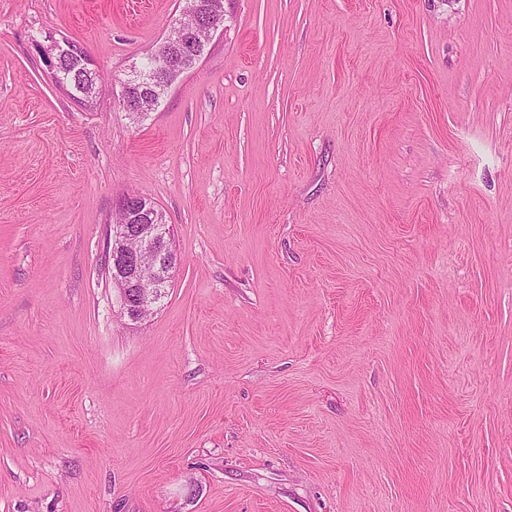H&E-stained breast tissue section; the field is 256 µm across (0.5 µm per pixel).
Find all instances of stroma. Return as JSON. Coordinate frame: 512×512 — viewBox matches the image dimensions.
I'll return each instance as SVG.
<instances>
[{
  "mask_svg": "<svg viewBox=\"0 0 512 512\" xmlns=\"http://www.w3.org/2000/svg\"><path fill=\"white\" fill-rule=\"evenodd\" d=\"M182 7L0 0V512H512V0H224L133 120ZM130 192L178 255L138 322ZM211 1V2H210ZM195 0L198 4L187 11L196 18V26H188L180 18L170 26L169 31L161 39L157 49L153 51L154 62L150 70L144 71L134 66L122 83V107L135 118L140 114L139 103L142 93L156 96L157 90L168 89L170 83L165 82L168 72L173 69L172 60L179 55L195 52L206 46L218 32H224V0ZM210 4L207 7L199 5ZM200 30L205 35L200 38ZM63 70L68 75L66 85L70 94L64 91L66 95L72 101H75V98H79V100H76V102L80 101L85 106L91 105L89 108L93 107L96 104L95 99L98 92L95 93V95L86 96L82 93V91L90 87L98 88L99 83H101L103 80V75L99 74L98 72L89 75L84 74L80 68L77 56L71 58L68 62H64ZM115 207L123 215L121 224H111L108 244L106 248L107 269L119 288L121 313L132 321L144 318L156 307L157 300L164 296L165 281L156 288V299L153 280L145 275L149 269L151 276L155 277V284L160 274V258L164 256L172 242V228L170 224L145 221V198L141 196L126 195L120 199ZM121 214L116 212L115 220ZM139 223V224H136ZM131 240L137 246H130Z\"/></svg>",
  "mask_w": 512,
  "mask_h": 512,
  "instance_id": "obj_1",
  "label": "stroma"
}]
</instances>
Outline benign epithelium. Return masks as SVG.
I'll return each mask as SVG.
<instances>
[{"mask_svg": "<svg viewBox=\"0 0 512 512\" xmlns=\"http://www.w3.org/2000/svg\"><path fill=\"white\" fill-rule=\"evenodd\" d=\"M190 12L196 18V25L191 27L182 19H176L153 51L154 62L150 70L135 67L122 83V107L133 117L140 116L141 94L154 96L157 91L169 88L165 78L173 69L175 57L195 53L224 29V0H211L208 6H198ZM47 50L49 74L56 76L61 60L71 55L72 49L52 44ZM116 208L123 215V221L110 226L107 269L114 271L116 277L121 313L132 321H138L156 307L152 280L146 277L145 272L159 276L160 258L170 248L172 228L159 222L144 223L148 208L141 196L126 195L116 203Z\"/></svg>", "mask_w": 512, "mask_h": 512, "instance_id": "benign-epithelium-1", "label": "benign epithelium"}]
</instances>
